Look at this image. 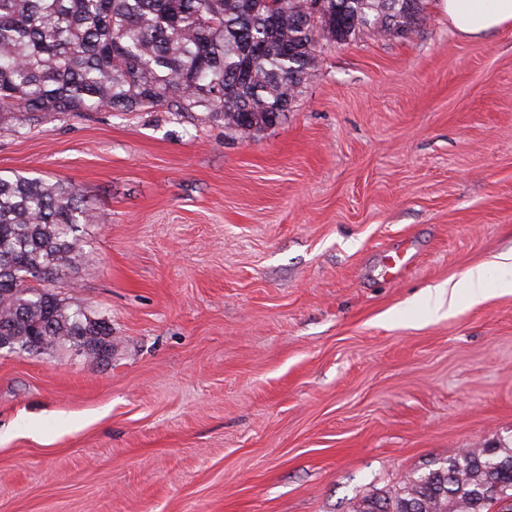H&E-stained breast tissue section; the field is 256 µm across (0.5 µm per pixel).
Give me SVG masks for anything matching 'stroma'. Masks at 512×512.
Masks as SVG:
<instances>
[{"label":"stroma","mask_w":512,"mask_h":512,"mask_svg":"<svg viewBox=\"0 0 512 512\" xmlns=\"http://www.w3.org/2000/svg\"><path fill=\"white\" fill-rule=\"evenodd\" d=\"M17 174L96 208L55 290L112 356L0 350V512H352L512 440V293L424 299L512 250V29L466 39L424 0L407 36L325 48L247 138L19 112Z\"/></svg>","instance_id":"obj_1"}]
</instances>
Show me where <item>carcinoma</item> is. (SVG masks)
Returning a JSON list of instances; mask_svg holds the SVG:
<instances>
[{"label": "carcinoma", "mask_w": 512, "mask_h": 512, "mask_svg": "<svg viewBox=\"0 0 512 512\" xmlns=\"http://www.w3.org/2000/svg\"><path fill=\"white\" fill-rule=\"evenodd\" d=\"M0 0V116L109 108L205 112L243 137L272 125L326 46L368 31L414 30L424 0ZM97 214L72 185L0 177V325L42 348L101 322L49 289L83 255L79 228ZM512 498V445L467 448L413 473L353 512H492L489 487Z\"/></svg>", "instance_id": "obj_1"}]
</instances>
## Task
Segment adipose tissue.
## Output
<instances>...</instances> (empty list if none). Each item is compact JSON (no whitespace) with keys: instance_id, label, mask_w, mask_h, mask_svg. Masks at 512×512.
I'll return each instance as SVG.
<instances>
[{"instance_id":"adipose-tissue-1","label":"adipose tissue","mask_w":512,"mask_h":512,"mask_svg":"<svg viewBox=\"0 0 512 512\" xmlns=\"http://www.w3.org/2000/svg\"><path fill=\"white\" fill-rule=\"evenodd\" d=\"M448 23L461 37L478 38L512 26V0H443ZM497 270V286L505 293L512 292V252L494 256L487 263L471 268L459 289H437L436 308L456 304L459 292H466L471 304L477 305L489 295L490 270Z\"/></svg>"}]
</instances>
